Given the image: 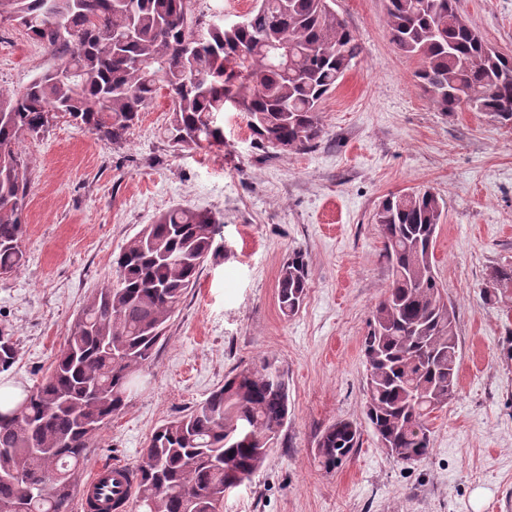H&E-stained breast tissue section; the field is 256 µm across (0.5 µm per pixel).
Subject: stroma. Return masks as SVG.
Instances as JSON below:
<instances>
[{
	"label": "stroma",
	"instance_id": "1",
	"mask_svg": "<svg viewBox=\"0 0 512 512\" xmlns=\"http://www.w3.org/2000/svg\"><path fill=\"white\" fill-rule=\"evenodd\" d=\"M459 6L512 54V0ZM335 9L362 52L320 106L314 149H256L247 114L228 104L214 116L223 144L173 150L164 91L122 147L66 123L20 141L30 161L27 262L0 276V326L19 348L0 378L33 389L112 278L121 247L171 207L208 210L220 220L214 251L90 462L139 467L158 426L229 373L271 358L288 374V422L263 466L226 493L223 512H512V361L501 346L512 302L483 301L491 268L512 261V124L440 111L415 78L417 60L390 39L386 0H336ZM53 64L23 28L0 25V88L20 91ZM417 189L445 203L434 266L456 307L460 360L455 397L432 415L431 455L406 464L366 420L362 340L388 285L374 212L385 196ZM296 250L308 288L287 316L277 280ZM339 418L360 425V446L328 472L317 443Z\"/></svg>",
	"mask_w": 512,
	"mask_h": 512
}]
</instances>
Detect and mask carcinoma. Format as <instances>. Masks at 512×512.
Listing matches in <instances>:
<instances>
[{
  "label": "carcinoma",
  "mask_w": 512,
  "mask_h": 512,
  "mask_svg": "<svg viewBox=\"0 0 512 512\" xmlns=\"http://www.w3.org/2000/svg\"><path fill=\"white\" fill-rule=\"evenodd\" d=\"M335 0H256L237 28L193 14L191 0H0V23L13 22L51 49L55 67L21 92H0V275L23 265L28 160L16 149L65 119L114 146L125 144L159 90L171 97V147L224 141L213 116L235 102L249 116L256 147L282 153L315 147L319 106L360 54ZM69 14L63 38L52 15ZM391 41L418 59L415 76L443 112L464 95L512 124V56L491 47L459 12L458 0H387ZM444 202L429 190L389 195L375 223L389 283L372 311L362 351L365 416L387 454L414 463L430 454L432 414L457 392L456 311L434 272ZM212 213L182 206L162 212L113 259L115 278L76 317L65 348L13 410L0 412V512H74L90 449L126 405L135 373L154 356L169 322L212 251ZM494 305L512 296V263L490 272ZM308 270L302 251L279 271L286 315L303 304ZM18 356L0 328V371ZM288 378L265 359L224 378L188 413L159 426L132 479L135 494L103 486L100 512H223L224 493L249 479L288 422ZM357 422L338 419L317 444L332 471L359 446Z\"/></svg>",
  "instance_id": "cac0c4a2"
}]
</instances>
